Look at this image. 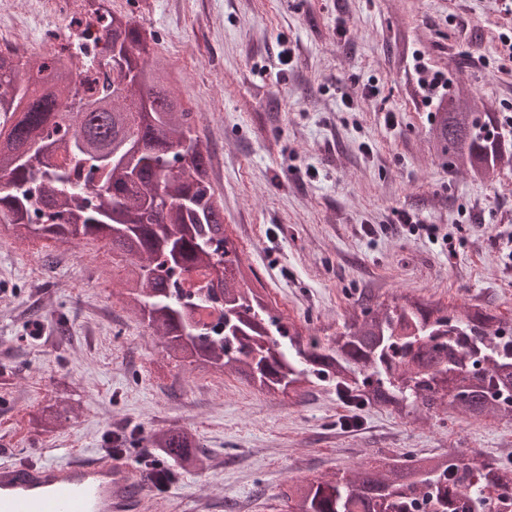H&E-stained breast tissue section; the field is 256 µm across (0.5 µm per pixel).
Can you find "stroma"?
Instances as JSON below:
<instances>
[{
    "instance_id": "stroma-1",
    "label": "stroma",
    "mask_w": 512,
    "mask_h": 512,
    "mask_svg": "<svg viewBox=\"0 0 512 512\" xmlns=\"http://www.w3.org/2000/svg\"><path fill=\"white\" fill-rule=\"evenodd\" d=\"M158 40L199 115L224 228L286 321L322 339L361 294L478 304L512 317V167L484 183L427 151L429 110L388 51L406 30L477 110H512L499 70L500 0H108ZM376 95H368V87ZM409 212L424 228L398 223ZM101 241L48 248L0 226V460L103 454L116 435L179 426L202 444L146 512H289L288 484L374 455L512 458V421L360 411L332 382L267 395L234 372L165 360L119 295L124 263ZM59 400L71 419L31 418Z\"/></svg>"
}]
</instances>
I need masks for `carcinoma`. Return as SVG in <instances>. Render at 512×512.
Returning a JSON list of instances; mask_svg holds the SVG:
<instances>
[{
  "label": "carcinoma",
  "mask_w": 512,
  "mask_h": 512,
  "mask_svg": "<svg viewBox=\"0 0 512 512\" xmlns=\"http://www.w3.org/2000/svg\"><path fill=\"white\" fill-rule=\"evenodd\" d=\"M102 81L85 87L63 55L0 54V224L15 239L101 240L126 257L122 297L181 365L240 373L258 390L297 391L309 377L336 382L350 406L402 417L456 412L512 420V342L480 305L448 307L412 297L362 295L327 342L274 313L257 276L224 231L194 113L154 60L156 39L134 16L86 0ZM430 152L482 181L512 165V128L471 97L433 107ZM224 265L221 288L213 285ZM65 412L42 406L50 430ZM143 463L157 491L195 469L202 445L172 427L149 436ZM512 465L479 454L362 463L351 475L288 485L292 512H512Z\"/></svg>",
  "instance_id": "1"
}]
</instances>
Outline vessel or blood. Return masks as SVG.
<instances>
[{"mask_svg":"<svg viewBox=\"0 0 512 512\" xmlns=\"http://www.w3.org/2000/svg\"><path fill=\"white\" fill-rule=\"evenodd\" d=\"M146 484L128 458L72 455L56 464L0 463V512H132Z\"/></svg>","mask_w":512,"mask_h":512,"instance_id":"1","label":"vessel or blood"}]
</instances>
